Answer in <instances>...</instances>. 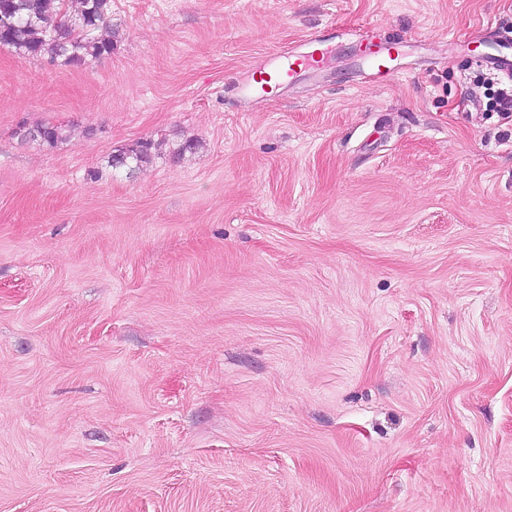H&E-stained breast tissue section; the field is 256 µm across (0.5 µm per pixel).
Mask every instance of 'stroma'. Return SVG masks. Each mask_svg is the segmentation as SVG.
I'll list each match as a JSON object with an SVG mask.
<instances>
[{"mask_svg":"<svg viewBox=\"0 0 512 512\" xmlns=\"http://www.w3.org/2000/svg\"><path fill=\"white\" fill-rule=\"evenodd\" d=\"M109 24L81 68L0 49V512H512V0ZM311 45L316 47L311 52L284 57L285 59L278 64L255 72L251 77L250 85L245 87L244 92L255 99L265 97L278 86L287 84L297 70L319 69L329 49L323 46L322 40H313ZM19 134L25 141L37 142L39 145L54 147L59 141L66 139V130L61 125L41 123L31 127L23 124ZM150 148L151 143L148 141L139 142L137 145L131 146L125 151L117 155H113L112 164L113 166H127L130 162L135 163V167L141 163L147 162L150 159Z\"/></svg>","mask_w":512,"mask_h":512,"instance_id":"1","label":"stroma"}]
</instances>
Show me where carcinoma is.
Segmentation results:
<instances>
[{
    "label": "carcinoma",
    "mask_w": 512,
    "mask_h": 512,
    "mask_svg": "<svg viewBox=\"0 0 512 512\" xmlns=\"http://www.w3.org/2000/svg\"><path fill=\"white\" fill-rule=\"evenodd\" d=\"M64 0H0V48L21 56L50 57L65 67H82L112 54L114 42L98 35L112 10V0H80L74 17L63 11ZM23 139L48 147L66 139L61 125L19 127ZM151 143L142 141L112 156V165H140L150 159Z\"/></svg>",
    "instance_id": "cac0c4a2"
}]
</instances>
